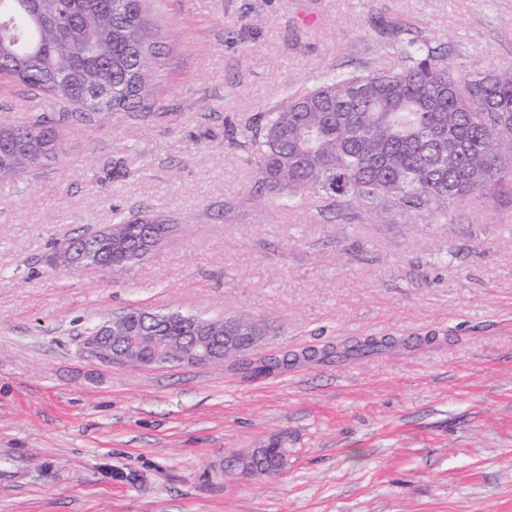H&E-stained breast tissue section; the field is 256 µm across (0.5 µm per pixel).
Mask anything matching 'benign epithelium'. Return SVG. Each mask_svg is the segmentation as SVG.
<instances>
[{
	"mask_svg": "<svg viewBox=\"0 0 512 512\" xmlns=\"http://www.w3.org/2000/svg\"><path fill=\"white\" fill-rule=\"evenodd\" d=\"M95 235L104 236L106 243L114 248L127 243L125 233L112 226L96 231ZM75 252L89 258L91 246L79 241L63 245L54 255L53 266L72 270L71 255ZM136 315L141 320L138 325L130 324L128 312L96 325L82 342L85 356L110 365L160 369L221 361L243 347L242 337L233 335L230 321L224 318L201 319L179 312L160 313L145 309L137 311ZM162 321L183 324L185 335L175 338L155 332L154 325ZM267 453L266 448H251L228 456L224 460L225 468L252 475L262 466Z\"/></svg>",
	"mask_w": 512,
	"mask_h": 512,
	"instance_id": "7a95c632",
	"label": "benign epithelium"
}]
</instances>
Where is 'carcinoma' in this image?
Masks as SVG:
<instances>
[{
	"label": "carcinoma",
	"instance_id": "obj_1",
	"mask_svg": "<svg viewBox=\"0 0 512 512\" xmlns=\"http://www.w3.org/2000/svg\"><path fill=\"white\" fill-rule=\"evenodd\" d=\"M159 35L145 0H0V73L64 106L19 125H0V179L56 159V128L96 126L151 98ZM409 64L340 74L308 88L243 132L255 147L265 194L318 198L326 210L386 224L411 215L448 221V209L486 201L512 183V65L456 70L415 43ZM145 216H121L131 240ZM112 270L136 262L104 248Z\"/></svg>",
	"mask_w": 512,
	"mask_h": 512
}]
</instances>
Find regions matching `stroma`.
I'll use <instances>...</instances> for the list:
<instances>
[{
    "instance_id": "35a3bbf8",
    "label": "stroma",
    "mask_w": 512,
    "mask_h": 512,
    "mask_svg": "<svg viewBox=\"0 0 512 512\" xmlns=\"http://www.w3.org/2000/svg\"><path fill=\"white\" fill-rule=\"evenodd\" d=\"M147 8L159 113L61 127L56 160L0 180V512H512V186L444 224H362L308 195L254 207L252 151L227 137L325 77L400 67L412 41L467 71L510 64L512 0ZM53 109L0 76V123ZM137 210L172 226L143 261L51 266ZM137 308L261 337L204 365L84 356L88 330ZM274 443L280 476L225 470ZM74 252H78L82 256H86V258L91 257L92 254L90 244H81L80 241L68 242L67 244H64L54 255L53 266H55L56 268H64L69 271H75L71 264V255Z\"/></svg>"
}]
</instances>
